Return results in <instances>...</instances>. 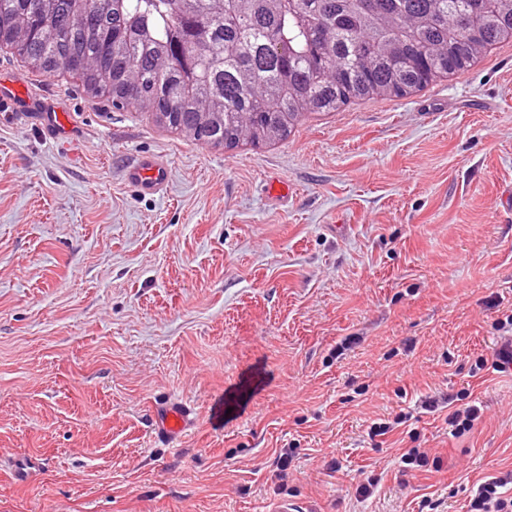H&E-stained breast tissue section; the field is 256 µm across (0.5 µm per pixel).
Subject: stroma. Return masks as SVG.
<instances>
[{
    "mask_svg": "<svg viewBox=\"0 0 512 512\" xmlns=\"http://www.w3.org/2000/svg\"><path fill=\"white\" fill-rule=\"evenodd\" d=\"M15 79L69 129L0 118V512H467L512 471V371L475 368L512 314V44L234 149L0 45ZM143 155L164 192L127 184ZM450 395L481 408L459 437ZM159 433L171 443L178 441L195 423L194 413L187 404H160L156 410Z\"/></svg>",
    "mask_w": 512,
    "mask_h": 512,
    "instance_id": "1",
    "label": "stroma"
}]
</instances>
